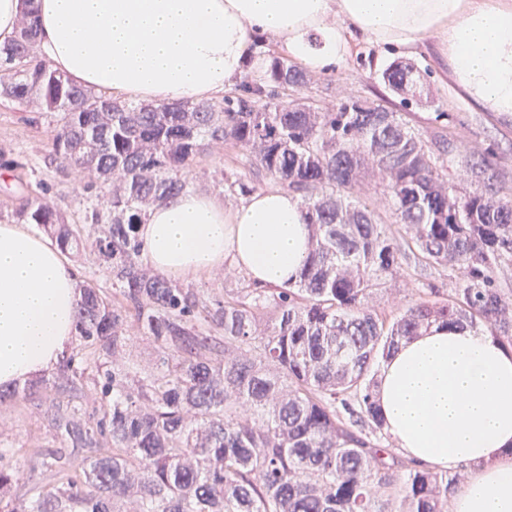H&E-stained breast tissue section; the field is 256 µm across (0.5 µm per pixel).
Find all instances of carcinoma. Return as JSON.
I'll use <instances>...</instances> for the list:
<instances>
[{
  "instance_id": "obj_1",
  "label": "carcinoma",
  "mask_w": 512,
  "mask_h": 512,
  "mask_svg": "<svg viewBox=\"0 0 512 512\" xmlns=\"http://www.w3.org/2000/svg\"><path fill=\"white\" fill-rule=\"evenodd\" d=\"M0 44V96L52 123L44 164L95 191L84 223L27 195L0 222L36 224L67 253L106 266L115 292L80 286V348L53 383L83 386L102 370L108 399L96 424L71 398L47 415L56 435L86 449L28 455L0 448V512H448L461 473H437L386 445L374 400L377 368L434 324L487 330L512 348V189L484 163L455 164V139L426 135L403 114L356 96L302 95L306 70L275 53L265 76H244L219 101L135 105L75 84L38 58L34 0ZM410 63L381 73L404 94ZM233 149L251 175H222L246 197L268 178L297 195L312 248L294 282L255 283L211 302L141 258L138 225L157 203L190 189L209 148ZM379 213L350 199L373 173ZM460 274L448 293L375 307L404 264ZM153 337V367L130 359L138 331ZM55 479L10 489L26 466Z\"/></svg>"
}]
</instances>
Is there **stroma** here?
Here are the masks:
<instances>
[{"mask_svg": "<svg viewBox=\"0 0 512 512\" xmlns=\"http://www.w3.org/2000/svg\"><path fill=\"white\" fill-rule=\"evenodd\" d=\"M402 61L417 67L436 101L435 107L422 105L418 98L385 93L380 82L381 72L390 64ZM318 82L308 89L310 97L321 95L323 85L347 87L353 92L397 112L422 131L436 127L456 133L459 137L460 159L479 158L498 174L500 181L512 188V124L499 121L492 113L473 107L466 95L448 76V68L430 48L412 52L386 51L365 41L352 42L351 52L338 69L321 73ZM48 123L32 124L26 113L0 101V152L25 157L26 169H13L5 184L0 185V210L12 209L20 197L47 187V195L69 219L82 221L86 196L75 191L71 182L46 169L43 157L48 148ZM72 396L65 387L53 384L41 388L27 399L0 402V444L17 448L50 450L62 447L49 426L46 413L52 403L64 402Z\"/></svg>", "mask_w": 512, "mask_h": 512, "instance_id": "obj_1", "label": "stroma"}]
</instances>
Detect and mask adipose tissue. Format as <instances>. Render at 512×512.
Listing matches in <instances>:
<instances>
[{
    "instance_id": "obj_1",
    "label": "adipose tissue",
    "mask_w": 512,
    "mask_h": 512,
    "mask_svg": "<svg viewBox=\"0 0 512 512\" xmlns=\"http://www.w3.org/2000/svg\"><path fill=\"white\" fill-rule=\"evenodd\" d=\"M36 53L75 82L153 103L198 102L242 78L253 40L328 73L353 39L431 41L481 109L512 119V0H36ZM141 257L172 278L224 265L251 282L297 280L310 229L275 187L240 205L186 191L139 225ZM79 272L58 245L0 223V386L58 366L74 333ZM376 402L396 450L466 471L448 512H512V349L469 326L433 325L379 366Z\"/></svg>"
}]
</instances>
